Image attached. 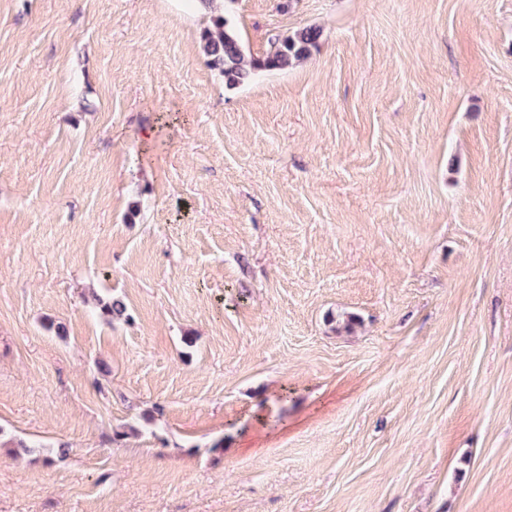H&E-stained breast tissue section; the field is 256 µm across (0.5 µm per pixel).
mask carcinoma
Wrapping results in <instances>:
<instances>
[{
	"mask_svg": "<svg viewBox=\"0 0 512 512\" xmlns=\"http://www.w3.org/2000/svg\"><path fill=\"white\" fill-rule=\"evenodd\" d=\"M211 8V25L203 28L200 40L207 64L217 70L229 87L249 83L260 71H281L311 56L318 48L320 30L304 27L277 39L271 50L261 58L249 57L239 36L229 26L224 15L213 7V0H206ZM102 312L111 319L127 317L126 305L118 298L101 305Z\"/></svg>",
	"mask_w": 512,
	"mask_h": 512,
	"instance_id": "1",
	"label": "carcinoma"
}]
</instances>
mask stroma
I'll list each match as a JSON object with an SVG mask.
<instances>
[{
  "mask_svg": "<svg viewBox=\"0 0 512 512\" xmlns=\"http://www.w3.org/2000/svg\"><path fill=\"white\" fill-rule=\"evenodd\" d=\"M225 16L0 0V512H512V0ZM211 5V25L203 28L200 40L207 64L217 70L229 87L249 83L260 71H281L300 63L317 49L320 30L304 27L282 38H278L271 50L261 58L249 57L244 51L239 36L229 26L224 15L218 13L213 0H202Z\"/></svg>",
  "mask_w": 512,
  "mask_h": 512,
  "instance_id": "35a3bbf8",
  "label": "stroma"
}]
</instances>
